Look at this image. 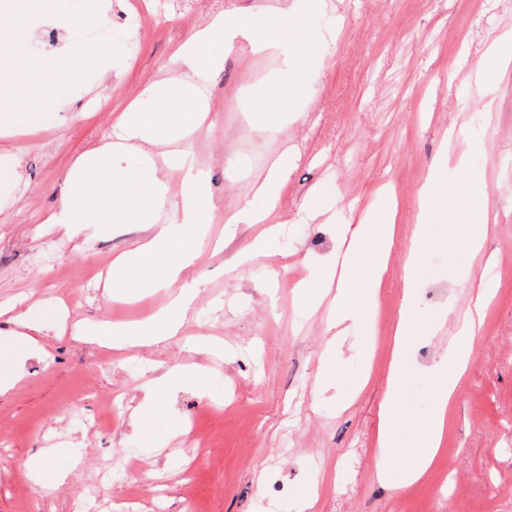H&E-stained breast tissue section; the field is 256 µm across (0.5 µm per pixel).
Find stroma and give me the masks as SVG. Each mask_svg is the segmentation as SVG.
Returning a JSON list of instances; mask_svg holds the SVG:
<instances>
[{"label":"stroma","mask_w":512,"mask_h":512,"mask_svg":"<svg viewBox=\"0 0 512 512\" xmlns=\"http://www.w3.org/2000/svg\"><path fill=\"white\" fill-rule=\"evenodd\" d=\"M264 2L122 0L104 21L92 0H65L64 10L83 17L85 28L107 26L108 41L122 44L123 53L108 71L65 59L60 94L68 104L56 123L33 137L0 138V150L20 148L24 173L20 184L0 186V303H17L34 323L44 304L67 310L45 330L43 355L0 395V512H185L188 503L194 512H285L296 491L313 482L314 512H512V278L495 276L512 268V67L480 65L492 39L512 31V0H305L292 43L323 66L298 99L278 79L277 50H255L241 36L201 48L218 121L188 145L195 167L210 177L207 237L223 240L224 250L215 256L202 249L187 270L202 288L177 336L117 350L72 333L78 320H141L172 294L147 281L139 298L110 301L91 285L135 236L121 225L110 235L80 230L68 239L45 223L72 163L108 141L111 108H150L146 86L179 78L178 47L214 14ZM452 72L458 79L450 84ZM274 79L271 108L282 121L264 128L247 103ZM488 84L495 88L490 98ZM89 89L108 97L110 108L90 111ZM460 125L472 139L445 143L446 131ZM276 159L288 171L273 216L281 235L270 253L228 271L262 227L241 224L225 239L224 214L250 196ZM431 176L448 192L425 200L421 189ZM326 182L360 212L373 206L380 185H392L397 207L376 300L371 378L351 403L315 399L317 372L331 352L342 373L362 372L365 337L356 326L329 331L335 284L317 283L304 297L296 288L309 259L332 247L328 214L303 208ZM472 208L489 225L478 256L448 244L456 215ZM419 224L429 246L411 282L406 266ZM484 272L493 276L495 297L472 338L474 357L457 384L436 467L405 489L379 480V411L405 286L414 288L419 318L442 321L412 339L410 375L397 395L399 422L410 436L432 408L414 399L423 371L455 342L475 296L467 283ZM209 336L223 341V359L198 350ZM161 362L208 367L207 387H172L153 402L150 430L141 434L127 408ZM192 420L208 438L206 452H189L185 434L172 430ZM40 448L53 449L52 468L81 458L49 495L27 474ZM187 468L195 480L186 486L179 475Z\"/></svg>","instance_id":"1"}]
</instances>
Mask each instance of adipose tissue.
Wrapping results in <instances>:
<instances>
[{
  "mask_svg": "<svg viewBox=\"0 0 512 512\" xmlns=\"http://www.w3.org/2000/svg\"><path fill=\"white\" fill-rule=\"evenodd\" d=\"M63 0H32L33 11L22 32L0 28V56L22 61L28 46L37 38L42 24L54 21L66 29L76 23L61 8ZM302 9L301 0H276L275 4L245 13L219 12L206 26L196 31L179 49L183 73L177 82L160 81L148 85L146 96L152 101L150 110L129 105L112 115V139L83 152L72 164L66 186L47 223L64 233L89 229L102 233L115 224L134 225L139 236L133 248L118 254L105 278L106 298H125L138 293L139 273H147L157 285L175 289L168 306L152 318L137 323L75 322L74 335L89 336L111 342L114 348L153 346L166 337L177 335L183 315L197 295V283L182 281L183 271L197 259L206 244L202 228V212L207 203L208 183L203 172L187 165L184 157L160 152L159 146L172 131H193L205 125L210 110L202 85V69L197 61L199 46L245 36L259 49L277 47L283 57L285 76L294 93H301L310 69L318 67L314 58L296 55L288 37L291 21ZM60 66L58 57L41 59L35 74L41 84L36 105H29V84L24 82L0 85V136L14 134L22 127H41L66 107L56 89ZM141 154L143 164L135 181H128L119 165L122 155ZM288 179L287 171L272 164L265 178L253 188V194L232 212L226 213L228 229L240 224H261L265 231L256 237L249 251L238 254L233 267H248L254 254L265 251L279 236L280 228L268 222L279 203V188ZM383 208L360 214L351 208H338L331 230L339 246L336 253L307 265L308 279L334 277L338 280L333 327L351 324L360 327L366 336L375 334V298L358 297L350 288L357 272L370 268L372 275L382 277L384 257L393 244L389 224L396 221L392 194L380 189ZM169 203L174 219L161 221L156 212L161 203ZM176 239L180 246L164 258H157L161 242ZM59 317L56 305H45L40 323H31L26 313L13 314L14 329L8 342L0 344V394L12 390L25 374L27 360L42 353L39 337ZM415 329L407 315L400 313L393 330L392 365L388 375L387 394L380 408L376 470L379 477L393 472L399 458H407L402 473V486L423 478L434 466L443 446L444 432L450 418L456 386L473 356L469 345L452 348L449 360L437 364L428 380L434 392V405L421 428L418 445L405 450L404 441L395 430L398 411L396 393L409 369L410 338ZM206 370L198 364H162L161 373L148 379L144 386V405L134 409L131 417L144 423L149 416V400L160 397L175 384L191 380L204 386ZM369 379L368 373L346 376L338 372L336 362L323 360L318 372L319 393L336 392L345 400H354Z\"/></svg>",
  "mask_w": 512,
  "mask_h": 512,
  "instance_id": "obj_1",
  "label": "adipose tissue"
}]
</instances>
